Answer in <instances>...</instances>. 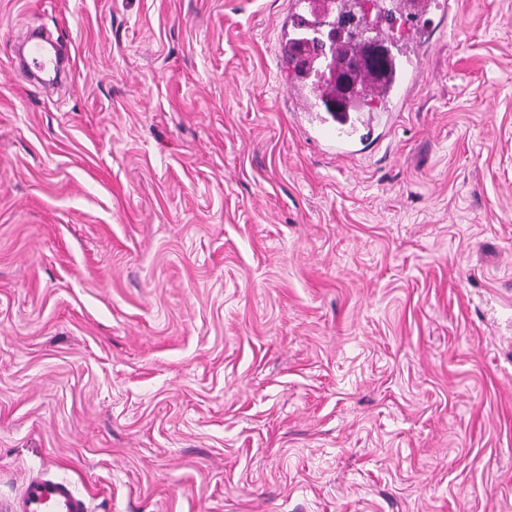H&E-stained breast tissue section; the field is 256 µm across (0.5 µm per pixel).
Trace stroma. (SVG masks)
Masks as SVG:
<instances>
[{"label":"stroma","mask_w":512,"mask_h":512,"mask_svg":"<svg viewBox=\"0 0 512 512\" xmlns=\"http://www.w3.org/2000/svg\"><path fill=\"white\" fill-rule=\"evenodd\" d=\"M293 2L0 0V503L512 512V0L344 154ZM44 39H32L27 44L26 65L30 73L37 77L38 73L60 68L63 63V53L56 45L45 42ZM0 508L4 512H88L85 498L68 483L41 473L29 477L16 501Z\"/></svg>","instance_id":"35a3bbf8"}]
</instances>
